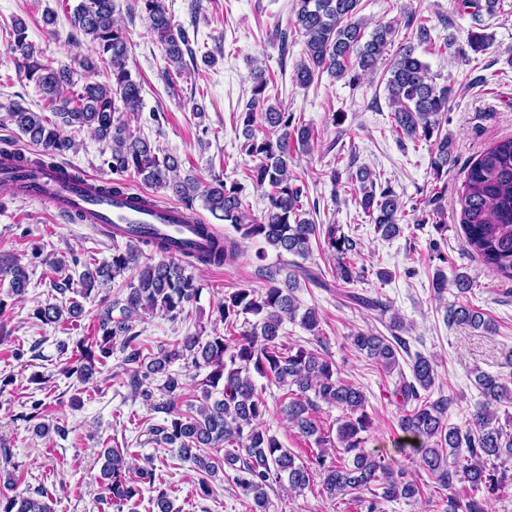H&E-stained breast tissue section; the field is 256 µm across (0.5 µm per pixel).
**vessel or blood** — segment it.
<instances>
[{"label": "vessel or blood", "instance_id": "1", "mask_svg": "<svg viewBox=\"0 0 512 512\" xmlns=\"http://www.w3.org/2000/svg\"><path fill=\"white\" fill-rule=\"evenodd\" d=\"M99 187V178L88 177L79 188L66 189L59 186L54 173L42 172L31 179L28 187L16 188L15 193L22 198L42 199L62 214L84 211L89 222L107 231L114 241L129 240L139 230L156 231L172 240V255H181V246L190 242L198 216L162 204L148 211L133 209L100 194Z\"/></svg>", "mask_w": 512, "mask_h": 512}]
</instances>
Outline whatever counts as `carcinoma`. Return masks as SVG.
<instances>
[{"label":"carcinoma","instance_id":"obj_1","mask_svg":"<svg viewBox=\"0 0 512 512\" xmlns=\"http://www.w3.org/2000/svg\"><path fill=\"white\" fill-rule=\"evenodd\" d=\"M140 2L167 63L182 69L184 54H193L188 31L174 22L162 0ZM359 4L360 0H294V28L305 37V57L295 70L298 84L308 87L328 71L354 85L376 70L394 31L380 25L366 32L363 19L357 17ZM497 4L498 0H455V10L470 12L475 21L467 38L475 54L486 50L493 40V35L485 32L482 13L494 15ZM113 13L114 0H80L70 16L71 26L92 44L91 54L78 61L81 83L74 80V70L42 61L40 51L27 40L25 24L13 22L7 49L14 54L18 75L36 85L44 108L57 120L49 121L42 113L19 105L13 107L8 111L9 120L39 150L28 156L1 148L0 157L9 158L19 171L54 170L79 182L83 174L67 169L57 159L76 149L75 138L68 131L86 128L103 144L102 153H110L104 164L115 178L101 192L126 196V178L133 176L152 190L170 194L189 213L194 211L196 200H202L216 219L232 225L241 238L260 239L280 256L305 260L315 243L336 256L334 278L350 304L388 312L390 305L381 298L347 289L360 279L351 259L356 242L336 224L321 227L305 218V185L292 175L290 162L295 153L311 150L313 134L308 126L294 124L293 113L268 103L264 73L254 76L251 100L241 113L246 138L243 149L253 161L247 178L264 189L266 199L262 215L249 218L243 211L237 182L227 183L224 175L216 173L208 181L193 174L182 176L178 157L160 153L149 140L129 132L130 122L140 116L142 87L128 69L129 39L113 20ZM386 73L394 127L416 144H429L434 185L426 205L431 207L428 215L438 218L436 230L443 232L447 225L443 210L437 206L443 194L439 183L453 162L454 144L441 133V123L454 88L437 85L412 45L399 49ZM99 76L104 80H97ZM256 125L268 134L257 138L253 133ZM349 192L382 237L392 239L400 234L406 212L390 182L380 184L371 171L361 168L350 179ZM457 204L455 217L470 253L497 276L512 281V137L495 141L472 160ZM197 233L207 240V247L179 257L168 255V243L154 237L128 241L125 250L112 252L109 262H97L92 256L84 261L71 257L73 265L84 268L80 275V295L84 298L95 289L108 287L127 271L136 274L127 281L124 297L111 302L102 299L94 333L76 344L77 353L70 358L66 374L81 384L89 383L95 364L106 365L118 346L126 353L123 365L135 395L146 402L153 400L152 383L161 379L159 390L166 400L153 408L170 419L152 431L158 442L175 448L177 458L198 474L195 493L199 497H211L215 482L224 481L228 469L234 471L233 483L249 498V512H270L267 489L272 485L286 484L299 492L309 487L316 474L327 498L348 496L355 512H386L391 502L421 495L418 481L408 477L404 467H395L365 448V434L372 428L366 395L338 376L331 355L282 341L284 322L297 320L315 341L322 342L317 312L308 308L299 313L295 292L302 280L327 287L323 274L298 262L291 263L284 277L280 267L261 266L258 272L265 280L264 287L242 285L225 293L213 309L215 323L224 326V333L216 332L206 340L198 334L187 335L156 352L137 342L139 334L130 325L133 318L158 309L177 319L202 292L193 269L221 267L240 257L238 240L215 233L212 225H197ZM141 244L153 250L144 263ZM0 276L9 278L11 294L25 293L29 274L17 256L0 255ZM450 284L463 296L472 288L473 279L458 271L450 279L436 270L431 282L434 293L443 294ZM116 310L120 313L117 318L113 316ZM82 313V304L71 300L40 305L33 315L43 324L65 325L76 322ZM445 320L450 326L466 325L490 336L497 332L494 321L467 301L450 304ZM389 330V338L356 330L347 340L386 375H397L393 395L403 408L398 421V451L443 489L457 482L473 492L497 493L504 476L498 475L496 462L512 460V422L500 424L491 406L512 404V355L506 361L509 375H475L484 402L471 412L462 429L448 423L454 396L435 391V364L418 352L411 353L405 337L408 329L398 315H392ZM403 354L411 358L409 377L400 367ZM178 360L208 370L197 402L186 398L183 375L170 370ZM255 374L283 390L277 411L301 436L314 439L317 450L306 458L284 447L263 428L270 408L255 384ZM321 402L343 412L336 419V429H323L317 419ZM221 448L222 457L218 455ZM134 455L129 448L105 451V504L117 512L140 501L144 488H154L158 478L153 468H141L130 476L126 458ZM17 485V479L8 475L0 490V512H53L45 502L49 497L46 490L36 489L26 496L16 492ZM175 492L177 489L170 486L157 490L151 498L153 512H177L171 499ZM435 507L440 512H484L482 501L471 495L465 499L448 497Z\"/></svg>","mask_w":512,"mask_h":512}]
</instances>
